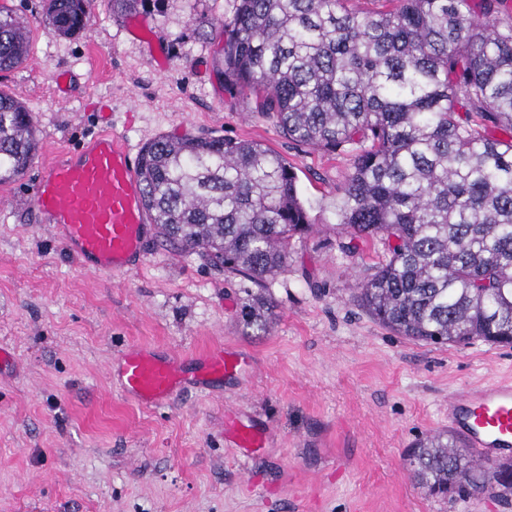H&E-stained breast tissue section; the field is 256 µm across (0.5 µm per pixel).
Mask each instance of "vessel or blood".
Returning <instances> with one entry per match:
<instances>
[{
  "instance_id": "vessel-or-blood-1",
  "label": "vessel or blood",
  "mask_w": 512,
  "mask_h": 512,
  "mask_svg": "<svg viewBox=\"0 0 512 512\" xmlns=\"http://www.w3.org/2000/svg\"><path fill=\"white\" fill-rule=\"evenodd\" d=\"M101 130L76 153H63L43 163L30 212L51 225L82 268L90 272H122L142 263L154 216L143 202L137 177L138 158L129 144L112 133L110 114L100 110ZM196 385L247 372L240 353L221 347L199 357ZM123 393L153 405L183 386L177 357H157L145 349L124 352L118 361ZM448 424L474 448L478 458L495 461L512 455V378L469 389L448 401ZM224 432L243 456L266 447L269 435L236 418Z\"/></svg>"
}]
</instances>
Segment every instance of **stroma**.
I'll return each mask as SVG.
<instances>
[{
	"mask_svg": "<svg viewBox=\"0 0 512 512\" xmlns=\"http://www.w3.org/2000/svg\"><path fill=\"white\" fill-rule=\"evenodd\" d=\"M1 10L31 31L27 61L0 72V88L33 110L39 150L0 185V346L16 360L0 375V512H512V497L493 491L430 495L408 461L417 440L447 432L450 394L512 375V348L419 343L366 314L356 284L385 251L345 252L335 232L352 159L290 143L273 115L225 90L224 37L201 21L230 16L232 0H147L120 21L108 0H91L71 39L48 31L42 0H0ZM102 101L135 147L211 134L260 142L294 167L313 230L262 290L268 334L246 335L239 321L246 281L197 255L153 236L138 268L93 274L27 218L43 161L98 131ZM215 345L247 352L252 372L157 405L110 374L124 351L144 348L177 356L191 376ZM229 414L266 428L267 447L240 455L224 437Z\"/></svg>",
	"mask_w": 512,
	"mask_h": 512,
	"instance_id": "35a3bbf8",
	"label": "stroma"
}]
</instances>
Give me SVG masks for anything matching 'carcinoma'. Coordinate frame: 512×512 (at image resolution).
I'll return each instance as SVG.
<instances>
[{"label":"carcinoma","instance_id":"carcinoma-1","mask_svg":"<svg viewBox=\"0 0 512 512\" xmlns=\"http://www.w3.org/2000/svg\"><path fill=\"white\" fill-rule=\"evenodd\" d=\"M146 0H110L112 17ZM233 0L224 87L247 91L291 142L349 154L336 230L382 243L357 300L398 336L429 344H512V7L508 0ZM89 0H45L49 31L72 38ZM30 52L26 23L0 14V71ZM34 112L0 90V184L38 151ZM137 175L160 237L261 287L312 229L285 160L257 141L160 135ZM240 320L269 331L270 303L244 289ZM455 436L415 443L409 465L430 494L466 499L512 463L477 465Z\"/></svg>","mask_w":512,"mask_h":512}]
</instances>
